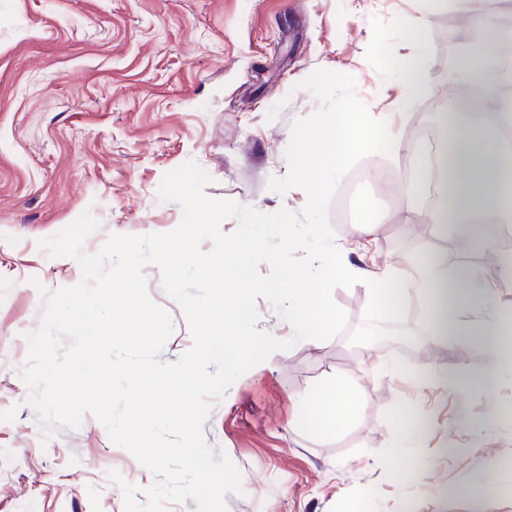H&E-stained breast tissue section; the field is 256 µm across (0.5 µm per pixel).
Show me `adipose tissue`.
I'll return each instance as SVG.
<instances>
[{"mask_svg":"<svg viewBox=\"0 0 512 512\" xmlns=\"http://www.w3.org/2000/svg\"><path fill=\"white\" fill-rule=\"evenodd\" d=\"M423 27L419 19L404 23V36L415 50L393 69L409 97L419 93L430 79ZM510 68L511 32L466 46L458 78L479 106L472 112V122L442 123L452 178L440 184L434 207L425 213L426 223L470 224L480 214L499 222L512 220V152L506 151L502 133L503 126L512 123V95H502L498 89L500 74ZM302 232L321 240L314 264L284 269L279 280L261 283L260 288L285 303L296 335L327 337L336 327V309L325 299L327 288L336 280L356 276L349 256L372 251L376 227L363 225L351 245L342 249L327 238L323 225L307 224ZM365 277L374 300L391 309L408 291L429 292V323L435 342L451 349L467 346L483 356L482 371H440L431 376L430 385L456 392L481 388L491 394L503 374L512 375V362L503 358L504 353H512V320L496 311L495 290L484 281L478 267L461 266L452 276L444 257L428 252L421 254L411 270L376 265ZM359 403L356 387L336 377L308 394L292 397L291 419L318 434L332 436L355 421Z\"/></svg>","mask_w":512,"mask_h":512,"instance_id":"obj_1","label":"adipose tissue"}]
</instances>
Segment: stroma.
<instances>
[{
    "mask_svg": "<svg viewBox=\"0 0 512 512\" xmlns=\"http://www.w3.org/2000/svg\"><path fill=\"white\" fill-rule=\"evenodd\" d=\"M472 8L471 0H0V512H124L109 470L136 486L141 504L154 481L93 416L48 434L25 403L20 372L26 335L40 325L41 291L82 279L78 262L52 254L46 240L86 212L99 223L85 243L91 253L114 234L175 229L181 208L159 190L190 160L211 176V198L301 213L299 189L268 186L288 172L294 121L321 107L301 81L319 70L353 75L359 99L386 113L399 140L414 143L448 109L449 51L512 26V0H494L487 25L473 20ZM414 18L425 21L432 79L399 110L403 87L388 64L412 52L400 27ZM412 166L407 151L356 163L330 202L336 243L355 238L358 201L366 198L377 264L401 269L432 250L446 254L449 272L474 263L498 280L493 256L450 249L464 225L431 231L400 207L398 182ZM144 273L150 298L173 322L160 355L172 363L192 334L159 269ZM326 299L339 319L320 343L295 340L269 301H256L258 329L294 345L271 370L238 379L204 425L207 442L242 476L241 493L226 496L227 512H341L359 488L372 491L371 512H512V486L489 494L476 484L487 467L512 469V381L499 383L491 399L477 388L463 395L422 388L436 371L484 366L477 350L432 342L423 293L405 297L398 319L420 343L368 352L355 332L386 317L364 279L336 281ZM370 355L396 362L404 378L368 371ZM336 376L361 395L352 425L319 437L287 423L289 396ZM403 404L421 408L430 426L408 477L392 452Z\"/></svg>",
    "mask_w": 512,
    "mask_h": 512,
    "instance_id": "35a3bbf8",
    "label": "stroma"
}]
</instances>
